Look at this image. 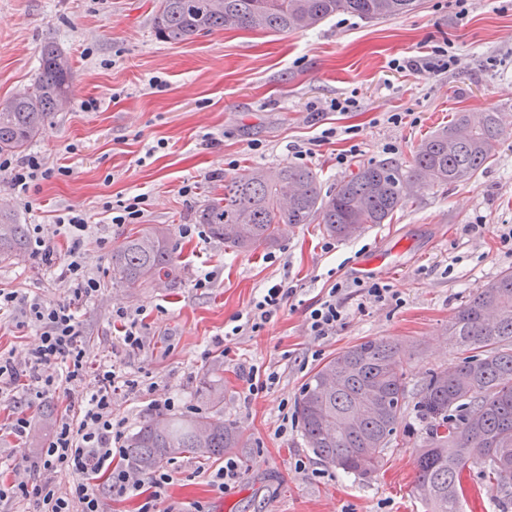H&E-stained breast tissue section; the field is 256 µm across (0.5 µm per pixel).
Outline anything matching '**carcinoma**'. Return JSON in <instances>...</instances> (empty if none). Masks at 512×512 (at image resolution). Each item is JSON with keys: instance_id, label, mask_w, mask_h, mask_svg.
Returning <instances> with one entry per match:
<instances>
[{"instance_id": "1", "label": "carcinoma", "mask_w": 512, "mask_h": 512, "mask_svg": "<svg viewBox=\"0 0 512 512\" xmlns=\"http://www.w3.org/2000/svg\"><path fill=\"white\" fill-rule=\"evenodd\" d=\"M420 0H158L157 38L184 42L201 33L260 30L302 32L339 13L365 20L416 10ZM73 71L53 42L41 47L32 88L0 100V154L25 152L54 113L69 103ZM503 134L498 112L459 115L416 149L412 165L396 160L360 166L330 189L310 168H254L224 181V194L201 211L200 223L241 251L273 246L281 225L321 224L350 238L368 224H384L406 200L434 184L471 180L494 159ZM27 226L0 208V259L27 253ZM112 280L140 288L172 278L171 233L151 224L112 250ZM449 336L466 352L450 367L429 374L417 389L427 438L416 461L415 489L427 512H464L462 473L480 468L485 486L512 501V270L476 289L454 314ZM327 377L335 379L329 390ZM204 416L153 415L127 440V461L143 473L179 457L209 460L246 441L224 420V374L202 372ZM409 381L401 345L368 339L314 370L297 402L303 437L322 462L369 479L397 443Z\"/></svg>"}]
</instances>
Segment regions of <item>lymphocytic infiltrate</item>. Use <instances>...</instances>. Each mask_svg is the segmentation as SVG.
Masks as SVG:
<instances>
[{
  "instance_id": "f902f5d3",
  "label": "lymphocytic infiltrate",
  "mask_w": 512,
  "mask_h": 512,
  "mask_svg": "<svg viewBox=\"0 0 512 512\" xmlns=\"http://www.w3.org/2000/svg\"><path fill=\"white\" fill-rule=\"evenodd\" d=\"M68 173V167L48 166L39 153L18 159L0 155V175L22 195L38 189L41 182ZM59 222L68 226L73 235L67 253L58 252L54 239L40 224L31 229V244L46 265L61 263L60 277L68 284L66 299L48 302L38 296L0 289V312L24 306L26 325L36 335L23 363H16L12 355L0 354V406L15 409L12 431L23 437L32 426L29 411L38 400L48 394L70 397L72 385L79 383L83 389L78 413L56 420L52 435L34 464L35 470L41 471V478L32 485L23 480L1 482L0 504L9 506L31 498L37 503L36 512H103L97 487V477L103 474L109 480L112 495L138 499V512H176L175 504L168 500L173 470L163 466L144 477L123 462L128 420L113 416L112 400L120 393L138 390L139 383L119 375L115 366L107 362L93 364L87 358L75 311L98 296L101 280L88 273L80 261L81 240L88 228L85 214L70 209ZM341 291V286H334L325 300L308 307L306 322L311 335L330 336L343 320ZM294 293V288L282 283L266 288L244 322L225 332V339L242 335L247 329H263ZM63 471L73 477L65 491L59 490L54 481L55 474Z\"/></svg>"
}]
</instances>
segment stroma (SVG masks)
<instances>
[{
    "instance_id": "35a3bbf8",
    "label": "stroma",
    "mask_w": 512,
    "mask_h": 512,
    "mask_svg": "<svg viewBox=\"0 0 512 512\" xmlns=\"http://www.w3.org/2000/svg\"><path fill=\"white\" fill-rule=\"evenodd\" d=\"M155 0H0V98L30 88L44 42L70 57V104L53 115L32 148L68 176L44 182L25 204L0 181V202L21 223L43 225L59 251L70 241L57 218L83 211L89 228L81 256L102 290L77 310L90 360L114 361L145 389L117 396L112 411L136 430L150 398L171 396L183 414H204L202 371L224 367V418L244 435L249 466L225 493L212 490L211 464L186 456L171 501L189 512H425L414 491L415 461L426 432L415 396L399 419V446L363 481L321 462L308 448L296 400L310 373L338 351L366 339L402 344L411 385L448 368L454 312L478 287L512 268V0H424L401 16L364 20L341 13L298 33L235 30L170 43L156 37ZM450 49L458 65L443 74L406 68V61ZM164 76L166 91L148 86ZM355 108L334 112L331 101ZM97 109H85L88 100ZM459 112H497L504 135L494 160L465 183L419 191L393 216L349 239L316 224L284 227L276 246L239 252L212 236L179 234L195 224L227 178L296 163L336 185L359 166L386 158L411 162L422 141ZM402 123H390L392 114ZM336 135L322 140L323 130ZM358 144L348 163L339 153ZM197 185L195 195L181 193ZM148 196L147 223L167 225L176 249V279L134 291L113 285L111 255L129 225L111 224L104 202ZM388 251L387 267L363 271L364 259ZM210 275L211 284L195 281ZM286 282L294 298L263 330L218 342L234 316L248 312L264 288ZM385 300L365 296L372 284ZM343 285L345 318L325 338L307 329L305 309ZM50 301L66 297L58 268L39 256L0 260V289ZM139 319L143 349L122 350L112 313ZM23 309L0 316V350L21 361L35 342L22 328ZM268 366L278 383L248 394L251 366ZM65 412L57 395L39 400L29 434L15 437L0 410V455L22 468L37 461ZM286 432H279L280 422Z\"/></svg>"
}]
</instances>
